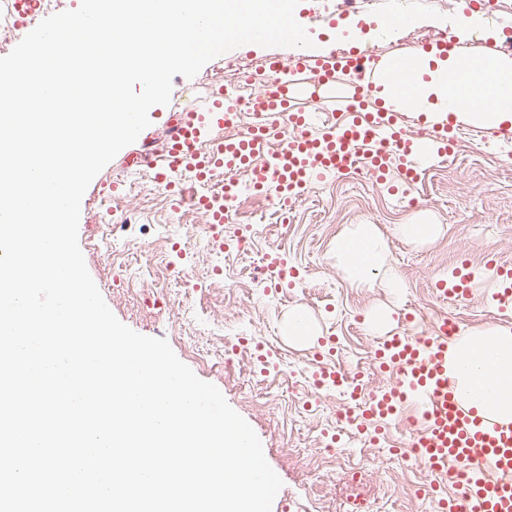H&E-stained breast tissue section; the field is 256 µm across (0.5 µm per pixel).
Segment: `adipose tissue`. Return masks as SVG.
<instances>
[{
	"mask_svg": "<svg viewBox=\"0 0 512 512\" xmlns=\"http://www.w3.org/2000/svg\"><path fill=\"white\" fill-rule=\"evenodd\" d=\"M461 63V57L453 55L421 60L411 96L413 106L421 112L445 110L460 120L489 125L512 121V60L494 61V80L501 94L484 112L446 94L444 78ZM335 257L352 283L381 289L390 296L401 293L403 282L387 261V245L376 225L356 224L347 229L336 240ZM448 374L465 409L476 410L488 421L512 424V326L474 328L449 343Z\"/></svg>",
	"mask_w": 512,
	"mask_h": 512,
	"instance_id": "adipose-tissue-1",
	"label": "adipose tissue"
}]
</instances>
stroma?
<instances>
[{"label":"stroma","mask_w":512,"mask_h":512,"mask_svg":"<svg viewBox=\"0 0 512 512\" xmlns=\"http://www.w3.org/2000/svg\"><path fill=\"white\" fill-rule=\"evenodd\" d=\"M413 21L391 35L378 20L386 0L368 13L372 26L360 29L350 45L367 41L387 60L414 53L436 35L450 33L455 13L437 0H401ZM219 60L195 77L174 76L168 105L149 111L151 124L93 179L80 210L78 242L87 269L117 319L149 337L166 339L177 357L201 380L214 384L260 438L264 456L283 482L272 512H438L419 488L437 482L424 466H406L399 453L366 447L337 431L342 398L333 388L314 389L315 349L290 338L289 317L308 315L325 336L336 339L334 362L364 375L367 391L392 385L395 374L371 368L379 339L365 316L374 307L395 310L393 330L403 336L432 333L440 317L460 331L494 323L498 312L475 289L464 302L448 303L436 285L449 273L496 260L512 266V128L480 122L462 124L463 135L450 160H437L408 193H390L373 179L334 178L313 188L288 217L274 214L265 198L242 202L224 226L235 240L241 225L254 227L248 252L221 250L191 204L172 209L153 174L129 169L146 144L164 141L170 118L189 110L211 87L233 84ZM135 179L142 195L126 194L118 214L143 224L140 240H128L113 223L110 242L97 250L88 243L101 224L99 198L111 180ZM442 225L438 239L414 244L394 233L399 224ZM353 224L377 225L388 259L404 283L399 297L351 286L336 262V238ZM269 252L287 255L296 275L292 287L274 290L264 267ZM190 263L198 277L189 290L171 277L170 266ZM362 459L359 484L347 475L349 461Z\"/></svg>","instance_id":"35a3bbf8"}]
</instances>
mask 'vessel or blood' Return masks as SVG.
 Segmentation results:
<instances>
[{"label": "vessel or blood", "instance_id": "vessel-or-blood-1", "mask_svg": "<svg viewBox=\"0 0 512 512\" xmlns=\"http://www.w3.org/2000/svg\"><path fill=\"white\" fill-rule=\"evenodd\" d=\"M413 71L412 57L382 65L357 47L318 55L300 48L285 58L269 57L261 72L242 77L254 88L249 99L253 121L246 130L224 137L225 128L240 122L239 103L228 88L211 90L197 111L175 118V130L153 166L155 179L176 206L184 199L182 181L211 185V192L194 195L193 203L218 238L229 218L226 201L245 187L273 189L299 201L358 162L377 182L394 174L416 185L453 141L455 124L448 113L436 114L424 135L398 123L394 103L365 109L380 82L406 85ZM462 90L456 73H449L448 93ZM463 91L486 108L498 96L489 85ZM240 170L246 183L235 177ZM457 331V322L444 317L432 334L395 333L382 339L373 367L397 371L398 382L370 394L354 423L376 445L389 437L386 421L404 403H415L419 411L412 420L416 430L410 451L431 472L451 475L455 486L447 497L433 483L424 487V495L437 501L440 512H512V425L470 416L459 404L448 380V343ZM312 377L319 387L356 393L364 386L362 374L331 362L319 363Z\"/></svg>", "mask_w": 512, "mask_h": 512}]
</instances>
